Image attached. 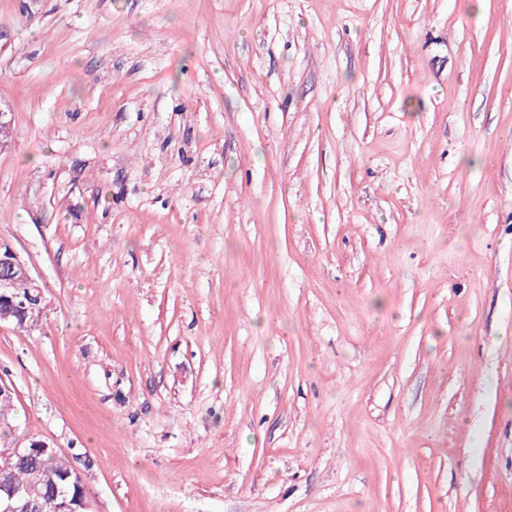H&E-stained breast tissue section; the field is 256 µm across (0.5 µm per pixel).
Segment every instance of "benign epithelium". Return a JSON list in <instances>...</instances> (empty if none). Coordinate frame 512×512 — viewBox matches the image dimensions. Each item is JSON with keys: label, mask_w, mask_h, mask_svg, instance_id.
I'll use <instances>...</instances> for the list:
<instances>
[{"label": "benign epithelium", "mask_w": 512, "mask_h": 512, "mask_svg": "<svg viewBox=\"0 0 512 512\" xmlns=\"http://www.w3.org/2000/svg\"><path fill=\"white\" fill-rule=\"evenodd\" d=\"M44 295L42 286L34 277L27 262L11 245H0V323L10 321L13 315H25L42 309ZM50 445L39 441L33 449L0 448V512H34L38 498L27 489L12 482L16 463L29 459L39 451H46ZM54 512H89L88 496L75 495L63 488L56 493Z\"/></svg>", "instance_id": "benign-epithelium-1"}]
</instances>
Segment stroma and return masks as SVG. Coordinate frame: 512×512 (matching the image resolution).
Instances as JSON below:
<instances>
[{
	"instance_id": "35a3bbf8",
	"label": "stroma",
	"mask_w": 512,
	"mask_h": 512,
	"mask_svg": "<svg viewBox=\"0 0 512 512\" xmlns=\"http://www.w3.org/2000/svg\"><path fill=\"white\" fill-rule=\"evenodd\" d=\"M0 104L90 512H512V0H0Z\"/></svg>"
}]
</instances>
